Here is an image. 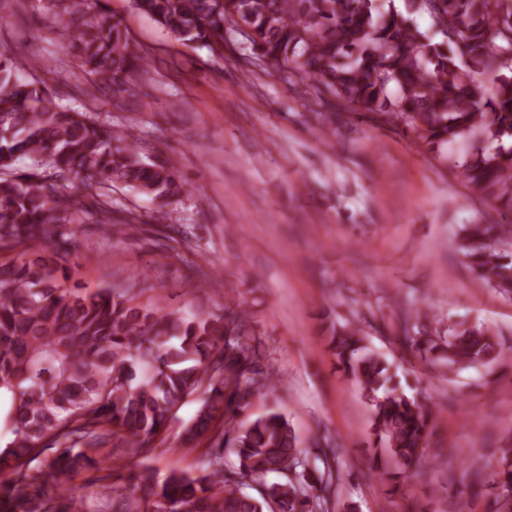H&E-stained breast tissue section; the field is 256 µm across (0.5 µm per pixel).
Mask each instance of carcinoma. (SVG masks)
I'll return each instance as SVG.
<instances>
[{
    "label": "carcinoma",
    "instance_id": "cac0c4a2",
    "mask_svg": "<svg viewBox=\"0 0 512 512\" xmlns=\"http://www.w3.org/2000/svg\"><path fill=\"white\" fill-rule=\"evenodd\" d=\"M77 43L92 76L84 97L109 88L119 105L133 96L150 54L131 41L109 0H46ZM135 9L184 45L224 49L226 35L245 45L242 63L257 59L304 96L329 108L396 122L426 144L467 141L460 165L466 187L493 203L495 224H465L461 248L474 273L512 298V252L489 250L512 238V0H404L385 10L379 0H133ZM431 25L421 31L414 16ZM27 60L0 51V250L26 245L22 258L0 262V401L10 437L0 448V512H317L340 476L328 461L310 464L285 415L241 419L250 400L273 391L278 377L262 364L241 306L188 319L158 297L135 302L128 289L70 284L61 248L64 226L78 223L93 197L100 223L112 215L118 185L156 202L167 218L186 191L174 163L143 156L136 142L112 133L84 112L62 106L48 80L29 79ZM30 160L16 175L17 159ZM51 169L59 182H49ZM82 177L88 195L63 184ZM403 318V350L453 370L490 368L512 360L479 325L455 324L419 336ZM330 348L370 408L381 481L396 483L417 461L430 434L433 405L403 390L393 363L354 322L333 327ZM204 391L184 444L210 437L207 467L150 468L103 476L96 496L74 475L98 463L106 439L113 451L138 453L165 434L186 398ZM55 448L54 454L45 448ZM237 471L224 474V449ZM270 473L286 477L265 483ZM256 483L259 495L245 491ZM495 486L512 496V448L501 449Z\"/></svg>",
    "mask_w": 512,
    "mask_h": 512
}]
</instances>
